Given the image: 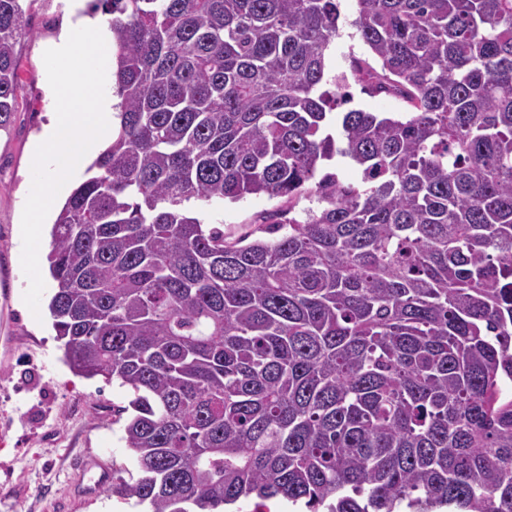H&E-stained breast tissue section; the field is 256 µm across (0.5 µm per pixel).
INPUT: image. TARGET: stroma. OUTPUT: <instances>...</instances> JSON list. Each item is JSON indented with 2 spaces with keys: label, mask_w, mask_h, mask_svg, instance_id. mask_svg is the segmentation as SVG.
Returning <instances> with one entry per match:
<instances>
[{
  "label": "stroma",
  "mask_w": 512,
  "mask_h": 512,
  "mask_svg": "<svg viewBox=\"0 0 512 512\" xmlns=\"http://www.w3.org/2000/svg\"><path fill=\"white\" fill-rule=\"evenodd\" d=\"M30 35L18 48L23 89L16 122L0 136V512H143L135 500L113 497L105 488L85 489L83 462H101L122 476L137 465L123 440V422L112 410L126 406L118 383L76 375L64 362L48 310L55 283L44 275L30 289L18 256L15 228L33 176L30 147L40 133L49 103L45 48L68 16L62 0H25ZM338 32L331 42L325 77L335 91L350 72L351 57L367 55L354 25L356 0H339ZM207 224L239 236L258 224L279 220L282 199L249 195L236 201L197 202Z\"/></svg>",
  "instance_id": "stroma-1"
}]
</instances>
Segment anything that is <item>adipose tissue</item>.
<instances>
[{
	"label": "adipose tissue",
	"instance_id": "1",
	"mask_svg": "<svg viewBox=\"0 0 512 512\" xmlns=\"http://www.w3.org/2000/svg\"><path fill=\"white\" fill-rule=\"evenodd\" d=\"M66 2L75 24L45 49L50 101L30 150L33 177L20 224L21 259L33 288L41 284L42 235L54 204L109 141L119 111L108 25L86 14V0Z\"/></svg>",
	"mask_w": 512,
	"mask_h": 512
}]
</instances>
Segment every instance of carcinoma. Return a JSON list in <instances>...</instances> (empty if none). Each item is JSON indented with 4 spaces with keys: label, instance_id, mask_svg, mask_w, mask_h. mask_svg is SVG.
<instances>
[{
    "label": "carcinoma",
    "instance_id": "carcinoma-1",
    "mask_svg": "<svg viewBox=\"0 0 512 512\" xmlns=\"http://www.w3.org/2000/svg\"><path fill=\"white\" fill-rule=\"evenodd\" d=\"M357 4L353 74L409 112L337 141V0H94L119 124L53 224L48 309L68 366L131 394L111 493L149 512H512V0ZM261 193L322 207L236 238L189 207Z\"/></svg>",
    "mask_w": 512,
    "mask_h": 512
}]
</instances>
